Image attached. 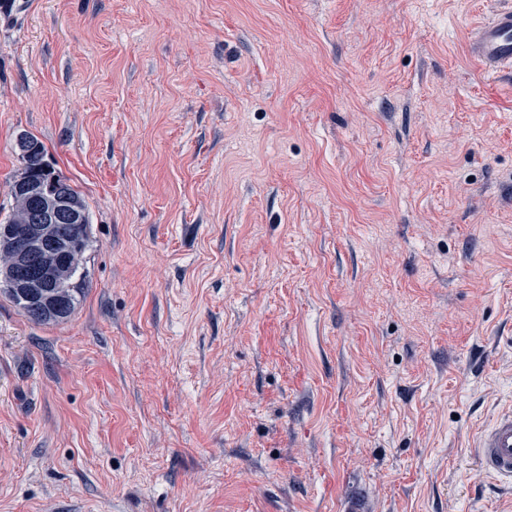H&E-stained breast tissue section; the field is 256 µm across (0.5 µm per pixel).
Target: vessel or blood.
Masks as SVG:
<instances>
[{"label": "vessel or blood", "instance_id": "obj_1", "mask_svg": "<svg viewBox=\"0 0 512 512\" xmlns=\"http://www.w3.org/2000/svg\"><path fill=\"white\" fill-rule=\"evenodd\" d=\"M466 48L484 75L512 71V6L497 9L474 28ZM473 448L481 473L512 484V404L499 409L477 432Z\"/></svg>", "mask_w": 512, "mask_h": 512}]
</instances>
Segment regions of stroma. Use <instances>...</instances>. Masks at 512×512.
Here are the masks:
<instances>
[{"mask_svg":"<svg viewBox=\"0 0 512 512\" xmlns=\"http://www.w3.org/2000/svg\"><path fill=\"white\" fill-rule=\"evenodd\" d=\"M26 133L85 198L67 321L0 294V512H506L512 0H19ZM470 59L486 76L512 71V6L499 8L474 28L466 43ZM478 470L512 486V404L499 409L474 439Z\"/></svg>","mask_w":512,"mask_h":512,"instance_id":"35a3bbf8","label":"stroma"}]
</instances>
